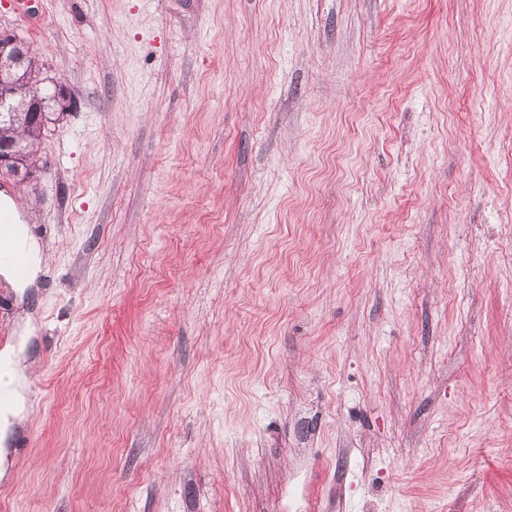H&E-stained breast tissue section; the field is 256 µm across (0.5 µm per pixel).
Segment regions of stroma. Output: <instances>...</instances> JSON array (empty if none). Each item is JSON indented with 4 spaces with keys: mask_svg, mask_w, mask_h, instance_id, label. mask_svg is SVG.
Returning <instances> with one entry per match:
<instances>
[{
    "mask_svg": "<svg viewBox=\"0 0 512 512\" xmlns=\"http://www.w3.org/2000/svg\"><path fill=\"white\" fill-rule=\"evenodd\" d=\"M26 10L78 106L0 176V512H512V0ZM16 242L21 244L26 254V274L20 279L15 276L14 270L17 273H22L26 266V258L23 251L15 249L0 255V263L5 262L10 265H1L0 275L6 281L10 282L14 288H17L23 293L26 288L38 287V283L43 281L48 270L44 263L42 246L29 232L25 224H15L12 237L0 240V250L9 249ZM23 321L24 329L19 346H8L0 354V363L7 368L6 372H0V384L10 385L16 394L15 405L0 413V441L11 436L15 427L21 425L28 414L26 390L31 363L27 361L24 353L30 337L36 333L37 323L31 313H26Z\"/></svg>",
    "mask_w": 512,
    "mask_h": 512,
    "instance_id": "stroma-1",
    "label": "stroma"
}]
</instances>
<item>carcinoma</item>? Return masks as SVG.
Returning <instances> with one entry per match:
<instances>
[{
    "instance_id": "cac0c4a2",
    "label": "carcinoma",
    "mask_w": 512,
    "mask_h": 512,
    "mask_svg": "<svg viewBox=\"0 0 512 512\" xmlns=\"http://www.w3.org/2000/svg\"><path fill=\"white\" fill-rule=\"evenodd\" d=\"M5 46L3 55V78L10 87L17 90L15 112L0 117V142L11 148L13 162L11 167L32 170L36 164V154L42 140L47 135L52 114L57 111L56 100L47 95L41 115L31 112L29 92L43 86V64L33 52L18 45Z\"/></svg>"
}]
</instances>
